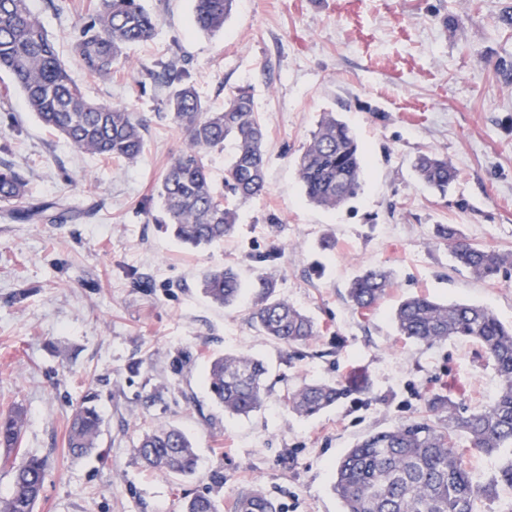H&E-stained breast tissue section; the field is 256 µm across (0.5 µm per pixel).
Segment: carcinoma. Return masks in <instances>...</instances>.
<instances>
[{
  "label": "carcinoma",
  "instance_id": "cac0c4a2",
  "mask_svg": "<svg viewBox=\"0 0 512 512\" xmlns=\"http://www.w3.org/2000/svg\"><path fill=\"white\" fill-rule=\"evenodd\" d=\"M193 26L207 33L224 29L235 0H193ZM89 20L81 26L74 52L82 64L101 77L112 76L123 50L153 37L157 19L142 0H94ZM13 78L27 108L39 121L75 147L103 158L136 160L143 149L144 124L123 107L89 101L70 77L55 44L30 10L28 0H0V72ZM170 88L167 109L186 136V145L167 165L161 180L163 215L158 222L186 247L198 249L221 242L237 225V208L265 192L266 130L248 86L232 89L224 109L208 111L188 72L173 63H160L148 72ZM229 146L224 190L215 188L207 163L213 151ZM309 202L336 209L362 190L364 158L349 126L325 112L296 162ZM419 179L441 195L454 184L456 170L446 158L421 153L414 160ZM27 183L9 164L0 162V203L13 220L36 222L49 203L26 206ZM435 237L448 244L455 263L473 276L495 281L512 270V251L474 244L452 224H437ZM392 275L383 267L368 268L347 288L351 306L365 317L391 287ZM252 311L259 331L288 347L319 333L303 311L276 296V283L260 277ZM198 288L213 303L230 307L242 284L231 265L204 273ZM400 335L431 345L452 338L477 343L499 378L495 399L480 410H467L449 395L427 398V415L390 429L370 432L336 462L331 491L341 512H479V503L492 501L498 485L512 488V323L505 324L488 308L470 303H441L423 295L403 298L393 312ZM267 367L241 352L209 360L207 382L224 411L248 415L265 400ZM347 393L339 382L305 383L287 392L288 408L312 417L335 405ZM22 412L0 416V448L10 466L12 487L0 497V512H35L45 479V460L20 453ZM103 419L92 401L73 413L67 447L85 457L97 445ZM478 449L501 462L487 483L477 482L465 455ZM133 451L151 469L179 475L195 472L197 459L189 438L175 427L144 432ZM182 512H220L218 501L199 494Z\"/></svg>",
  "mask_w": 512,
  "mask_h": 512
}]
</instances>
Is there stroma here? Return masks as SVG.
<instances>
[{
    "instance_id": "1",
    "label": "stroma",
    "mask_w": 512,
    "mask_h": 512,
    "mask_svg": "<svg viewBox=\"0 0 512 512\" xmlns=\"http://www.w3.org/2000/svg\"><path fill=\"white\" fill-rule=\"evenodd\" d=\"M87 0H29L60 58L94 102L122 106L145 124L143 151L128 162L88 154L45 127L0 72V160L24 176L29 202L80 211L64 224L0 215V414L22 410L20 446L44 458L36 512H180L211 493L234 512L261 487L279 512H340L329 487L336 460L361 436L419 417L437 390L469 409L499 389L467 339L435 345L400 336L391 312L406 296L485 306L512 322V277L474 278L434 236L455 225L470 241L512 250V0H237L223 31L192 23L193 0H143L154 38L126 49L112 77L90 72L73 45ZM187 69L207 110L251 86L266 126L267 190L239 208L224 241L192 250L156 224L158 190L185 146L148 75L158 63ZM352 127L367 157L353 205L309 203L295 159L322 113ZM448 158L458 178L447 195L421 184L412 161ZM334 251L321 250L324 235ZM230 264L246 286L231 308L197 286ZM393 273L377 309L361 317L346 289L366 268ZM305 311L318 336L286 348L250 320L252 281ZM244 352L269 373L264 405L226 414L211 397L212 355ZM316 381L351 392L309 419L284 404ZM94 396L104 422L95 451L73 458L68 421ZM174 425L191 438L195 473L143 467L133 448L145 431Z\"/></svg>"
}]
</instances>
